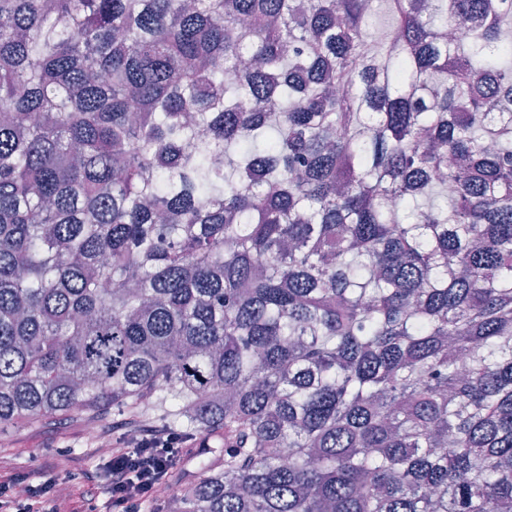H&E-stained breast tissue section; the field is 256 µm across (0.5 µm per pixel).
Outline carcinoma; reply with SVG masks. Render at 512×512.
<instances>
[{
    "instance_id": "carcinoma-1",
    "label": "carcinoma",
    "mask_w": 512,
    "mask_h": 512,
    "mask_svg": "<svg viewBox=\"0 0 512 512\" xmlns=\"http://www.w3.org/2000/svg\"><path fill=\"white\" fill-rule=\"evenodd\" d=\"M511 23L0 0V434L149 403L221 445L169 512H512Z\"/></svg>"
}]
</instances>
